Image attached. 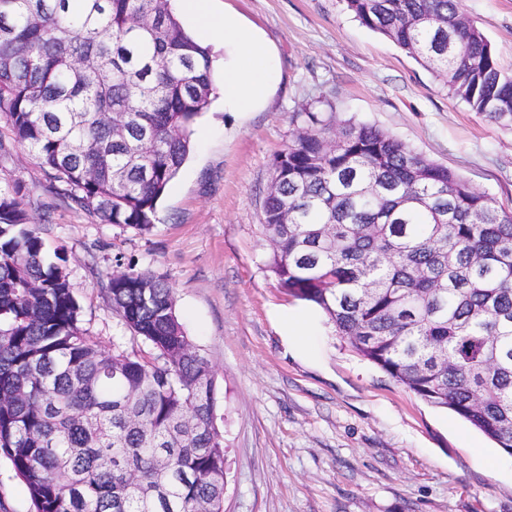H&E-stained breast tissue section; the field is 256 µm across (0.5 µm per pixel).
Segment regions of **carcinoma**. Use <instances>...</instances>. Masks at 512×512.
Listing matches in <instances>:
<instances>
[{"instance_id":"cac0c4a2","label":"carcinoma","mask_w":512,"mask_h":512,"mask_svg":"<svg viewBox=\"0 0 512 512\" xmlns=\"http://www.w3.org/2000/svg\"><path fill=\"white\" fill-rule=\"evenodd\" d=\"M343 2L512 128V73L460 0ZM213 93L210 49L172 0H0V120L102 224L152 231ZM291 123L263 206L279 287L512 455V211L375 125ZM21 194L0 188V457L35 512H221L215 384L174 289L150 270L112 274V311L144 347L99 344Z\"/></svg>"}]
</instances>
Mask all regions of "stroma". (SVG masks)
<instances>
[{"label": "stroma", "mask_w": 512, "mask_h": 512, "mask_svg": "<svg viewBox=\"0 0 512 512\" xmlns=\"http://www.w3.org/2000/svg\"><path fill=\"white\" fill-rule=\"evenodd\" d=\"M272 49L264 101L229 112L221 95L198 120L192 151L140 234L63 201L0 122V186L60 253L91 336L134 341L106 292L112 272L149 269L173 285L191 341L209 362L228 450L224 512H512V456L454 413L432 407L337 336L315 306L268 268L263 204L290 113L332 110L377 125L512 208V130L448 91L343 0H212ZM512 73V0H461ZM306 316L304 335L286 318Z\"/></svg>", "instance_id": "1"}]
</instances>
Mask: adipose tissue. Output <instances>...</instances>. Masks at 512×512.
Here are the masks:
<instances>
[{
    "label": "adipose tissue",
    "instance_id": "obj_1",
    "mask_svg": "<svg viewBox=\"0 0 512 512\" xmlns=\"http://www.w3.org/2000/svg\"><path fill=\"white\" fill-rule=\"evenodd\" d=\"M181 8L195 23L201 41L224 42L225 108L241 112L263 99L274 80L266 45L232 15L214 13L209 0H181Z\"/></svg>",
    "mask_w": 512,
    "mask_h": 512
}]
</instances>
